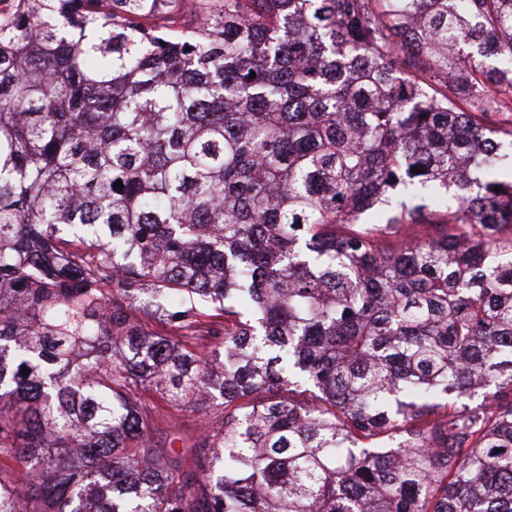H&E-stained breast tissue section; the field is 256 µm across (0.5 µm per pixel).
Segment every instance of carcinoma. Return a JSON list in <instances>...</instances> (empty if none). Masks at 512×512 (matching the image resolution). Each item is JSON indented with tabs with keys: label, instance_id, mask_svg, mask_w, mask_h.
Segmentation results:
<instances>
[{
	"label": "carcinoma",
	"instance_id": "1",
	"mask_svg": "<svg viewBox=\"0 0 512 512\" xmlns=\"http://www.w3.org/2000/svg\"><path fill=\"white\" fill-rule=\"evenodd\" d=\"M20 2L0 512H512V0ZM201 420L199 414L191 409L171 410L156 426L153 434V444H166L170 448L190 446L200 433Z\"/></svg>",
	"mask_w": 512,
	"mask_h": 512
}]
</instances>
